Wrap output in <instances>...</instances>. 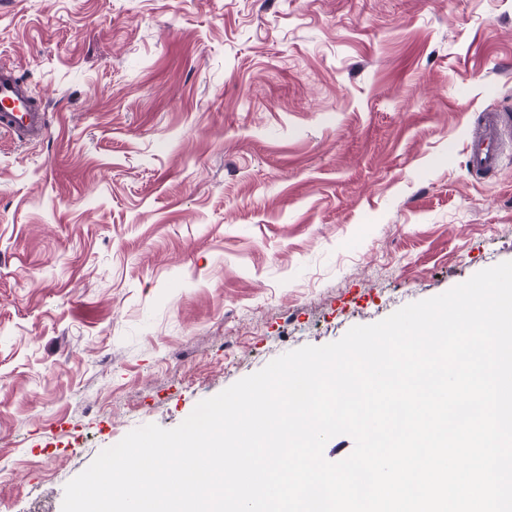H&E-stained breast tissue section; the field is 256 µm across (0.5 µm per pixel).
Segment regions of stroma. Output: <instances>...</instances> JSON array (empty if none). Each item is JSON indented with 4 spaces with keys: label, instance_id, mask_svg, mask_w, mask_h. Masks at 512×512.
<instances>
[{
    "label": "stroma",
    "instance_id": "35a3bbf8",
    "mask_svg": "<svg viewBox=\"0 0 512 512\" xmlns=\"http://www.w3.org/2000/svg\"><path fill=\"white\" fill-rule=\"evenodd\" d=\"M0 512L129 431L512 261V0H0ZM0 132L25 142L39 141L49 132L44 106L13 69L0 68ZM482 125L471 131L467 149L470 173L479 175L494 171L502 157V133L512 131V117L507 112L481 113Z\"/></svg>",
    "mask_w": 512,
    "mask_h": 512
}]
</instances>
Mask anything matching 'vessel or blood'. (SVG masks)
I'll list each match as a JSON object with an SVG mask.
<instances>
[{"instance_id":"vessel-or-blood-1","label":"vessel or blood","mask_w":512,"mask_h":512,"mask_svg":"<svg viewBox=\"0 0 512 512\" xmlns=\"http://www.w3.org/2000/svg\"><path fill=\"white\" fill-rule=\"evenodd\" d=\"M512 131V115L488 112L469 135L467 165L472 174L494 171L502 157V134ZM0 132L20 141H38L49 132L47 114L15 70L0 68Z\"/></svg>"}]
</instances>
